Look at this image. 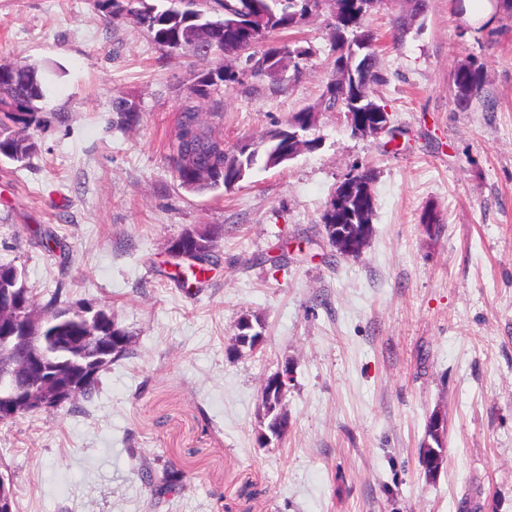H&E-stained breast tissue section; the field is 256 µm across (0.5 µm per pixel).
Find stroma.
Wrapping results in <instances>:
<instances>
[{
  "instance_id": "obj_1",
  "label": "stroma",
  "mask_w": 512,
  "mask_h": 512,
  "mask_svg": "<svg viewBox=\"0 0 512 512\" xmlns=\"http://www.w3.org/2000/svg\"><path fill=\"white\" fill-rule=\"evenodd\" d=\"M427 4L397 45L406 0L366 19L384 77L371 92L395 136H353L318 110V149L190 193L169 144L209 62L163 54L95 0H0V63L54 79L36 155L0 164V261L38 304L106 308L133 338L92 396L0 422L14 512H512V17L475 32L452 0ZM277 39L311 48L298 80L245 74L195 101L226 146L315 106L333 78L327 16ZM469 62L484 91L460 111L453 72ZM120 99L138 124L111 125ZM366 168L373 234L347 257L322 216ZM195 227L219 234L218 264L198 275L169 254ZM244 316L265 340L236 354ZM286 363L288 431L263 446V381ZM435 413L447 428L430 478ZM170 464L184 474L171 491Z\"/></svg>"
}]
</instances>
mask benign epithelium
<instances>
[{
    "label": "benign epithelium",
    "instance_id": "benign-epithelium-1",
    "mask_svg": "<svg viewBox=\"0 0 512 512\" xmlns=\"http://www.w3.org/2000/svg\"><path fill=\"white\" fill-rule=\"evenodd\" d=\"M381 122L361 127L362 137L378 136L390 125L389 113L380 114ZM305 150L300 137L291 145L271 153V162L281 164L295 158ZM329 243L344 255H358L368 238V224H329ZM213 235L206 229L189 230L183 240L196 246H209ZM181 240V241H183ZM181 241L175 240L170 248L171 257L187 260L189 255ZM26 288L0 289V381L10 384L14 392L13 402L0 411V421L13 420L30 413L55 411L77 397L84 395L101 368L129 347L131 338L123 330L112 328V335L103 336L97 325L89 324L81 336L73 338L61 334L52 337L59 348L80 345L94 356V365L78 375H72L54 366L48 359L42 342L54 319L63 314L68 317H99L101 309L93 306H37L27 296ZM14 499L11 484L0 476V512H13Z\"/></svg>",
    "mask_w": 512,
    "mask_h": 512
}]
</instances>
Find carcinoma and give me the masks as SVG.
I'll return each instance as SVG.
<instances>
[{"label":"carcinoma","mask_w":512,"mask_h":512,"mask_svg":"<svg viewBox=\"0 0 512 512\" xmlns=\"http://www.w3.org/2000/svg\"><path fill=\"white\" fill-rule=\"evenodd\" d=\"M110 15L126 11L138 26L146 29L152 41L171 55L189 53L199 59H217L218 66L198 76L187 99L218 92L222 85L239 81V75L224 67L227 58L244 59L245 70L259 81L279 85L282 79L271 70L270 60L292 68L293 77L301 75L310 48L295 42L263 43L275 31H290L308 15L326 10L331 16L334 70L343 73L345 84L331 80L320 105L326 111L350 112L353 118H370L383 112L369 93L371 85L382 81L377 70V36L365 24L367 15L384 0H97ZM410 9L392 18L393 43H399L409 25L422 16L427 0H408ZM485 83L484 67L473 62L459 66L453 74L454 103L465 110L481 96ZM45 75L37 68L0 65V161L19 168L27 166L37 153V142L26 134L40 123L38 102L46 97ZM116 125L130 127L140 120L137 108L125 101L115 102ZM303 112L291 115L284 127L266 135L264 151L278 145L290 132L306 136L300 125ZM174 168L179 185L200 192L224 188L264 162L263 151L244 154L237 147H224V139L199 119L197 109L182 107L174 135ZM370 169L361 171V181L344 194L334 216L323 215L325 224H362L364 212L375 210V203L363 188L373 183Z\"/></svg>","instance_id":"carcinoma-1"}]
</instances>
